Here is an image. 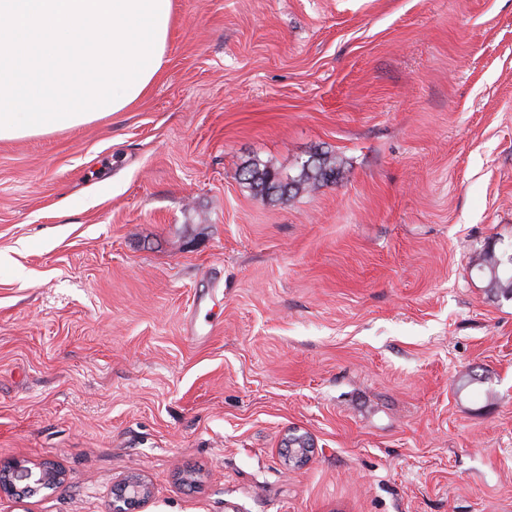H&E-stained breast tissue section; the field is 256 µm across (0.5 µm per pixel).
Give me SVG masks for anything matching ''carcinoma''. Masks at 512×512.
<instances>
[{
  "mask_svg": "<svg viewBox=\"0 0 512 512\" xmlns=\"http://www.w3.org/2000/svg\"><path fill=\"white\" fill-rule=\"evenodd\" d=\"M336 170V158L326 154L316 161H305L299 175L294 177H283L271 167L255 164L244 172V180L261 194L275 192L294 197L303 190L326 183ZM472 265L487 278L490 290L512 298V253L504 257L487 249L472 261Z\"/></svg>",
  "mask_w": 512,
  "mask_h": 512,
  "instance_id": "cac0c4a2",
  "label": "carcinoma"
}]
</instances>
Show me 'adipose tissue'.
<instances>
[{"mask_svg": "<svg viewBox=\"0 0 512 512\" xmlns=\"http://www.w3.org/2000/svg\"><path fill=\"white\" fill-rule=\"evenodd\" d=\"M173 0H0V141L126 110L166 61Z\"/></svg>", "mask_w": 512, "mask_h": 512, "instance_id": "ef3b65f1", "label": "adipose tissue"}]
</instances>
